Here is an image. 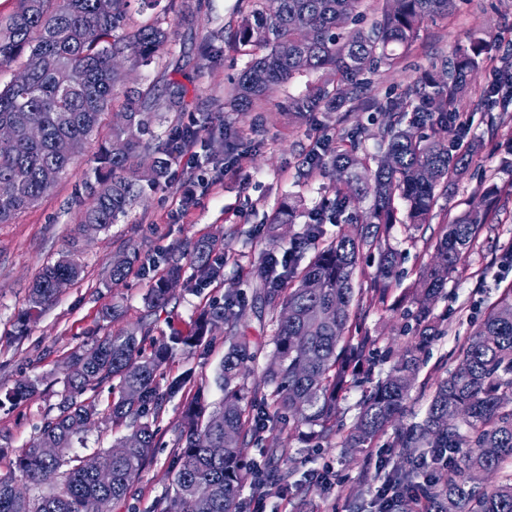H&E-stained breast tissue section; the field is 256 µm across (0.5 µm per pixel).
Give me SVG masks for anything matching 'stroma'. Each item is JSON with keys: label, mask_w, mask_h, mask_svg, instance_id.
Wrapping results in <instances>:
<instances>
[{"label": "stroma", "mask_w": 512, "mask_h": 512, "mask_svg": "<svg viewBox=\"0 0 512 512\" xmlns=\"http://www.w3.org/2000/svg\"><path fill=\"white\" fill-rule=\"evenodd\" d=\"M240 19L239 0H160L152 10L131 4L125 31L161 21L169 24L174 46L172 53L161 54L150 66L128 69L125 83L159 92L173 83L185 90L183 107L161 109L153 129L163 137L176 125L195 127L199 135L192 157L177 158L170 177L147 191L106 230L87 232L80 224V213L90 200L82 186L86 165L81 159L38 205L15 223L0 224V453L5 458H14L33 439L43 416L58 403L69 356L79 345L121 328L148 324L153 327L152 339H165L171 328L189 329L200 310L223 299L230 289L239 293L246 307H253L252 265L268 224L289 195L300 196V216L279 227L280 249L288 251L305 228V211L321 202L329 184L319 175L303 176L316 141L347 134L361 124L375 133L383 128V117L361 106L336 120L318 114L300 121L289 112L288 99L304 92L309 78L297 75L275 92L262 112L261 146L240 154L236 171L197 196L189 212H182L180 200L187 187L210 179L224 164V126L245 134L253 120L252 115L224 108L225 97L248 60L226 42ZM476 42L484 49L454 110L457 124L468 127L477 152L449 183L447 194L438 197L429 223H406L404 211H397L390 244L400 263L391 293L384 306H361L351 312L361 333L376 340L382 355L373 360L360 386L342 393L338 418L345 428L355 421L363 390L385 379L394 363L392 350L405 341L395 303L408 289L419 287L443 225L481 206L485 190L496 187V219L483 226L466 265L449 279L435 303V312L444 316L447 328L430 345L402 416L372 448L361 452L346 448L343 431L324 442L317 453L291 441L288 497L260 495L246 487L241 501L261 499L266 512H379L380 488L404 464V455L395 446L400 429L424 418L436 380L458 364L464 338L512 285V104L503 105L492 92L505 57L512 55V0H459L447 18L422 25L417 41L397 64L369 74L366 94L382 100L400 94L419 76H440L445 62ZM201 239L223 242V249L216 252L224 260L223 279L204 284L182 276L166 306L149 313L144 296L163 275L168 253ZM69 249L83 267L81 279L64 288L26 331H18L17 320L32 281ZM119 255L133 258L134 263L126 280L115 284L109 271ZM112 305L120 310L114 322L102 317L103 309ZM227 347L220 327L192 354L174 351L157 377L159 386L193 371L206 382L209 408H218L224 393L215 376ZM22 378L36 381L35 395L20 402L5 401L6 390ZM181 409V397L166 401L158 421L161 446L154 462L143 472L128 504L115 506L114 512H149L167 490L166 471L178 447Z\"/></svg>", "instance_id": "obj_1"}]
</instances>
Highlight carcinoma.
Listing matches in <instances>:
<instances>
[{
  "label": "carcinoma",
  "instance_id": "carcinoma-1",
  "mask_svg": "<svg viewBox=\"0 0 512 512\" xmlns=\"http://www.w3.org/2000/svg\"><path fill=\"white\" fill-rule=\"evenodd\" d=\"M276 13L266 0H242L241 25L230 36L233 47H249L252 59L230 90L234 112H260L274 91L300 72L317 76L306 93L291 97L290 111L301 117L313 112H337L363 102L365 72L392 66L413 45L424 22L446 17L456 0H389L380 18L367 29L349 28L364 17V0H279ZM127 0H112L111 13L98 12L96 0H25L21 12L0 24V69L23 54H39L46 68L27 84L0 87V125L15 128L12 142L0 147V224H11L37 204L74 164L75 142L86 143L98 131L102 116L117 110L122 121L112 125L110 139L87 165L94 182L87 183L92 204L80 223L105 229L127 214L145 189L166 177L176 158L175 140L194 136L173 129L162 140L154 134L158 98L151 87L119 91L121 74L113 69L119 56L135 67L149 66L167 48L169 32L155 22L131 33L122 31ZM481 45L448 63L438 80L426 75L405 87L401 95L373 102L387 115L381 132L376 169H370L365 142L372 133L361 126L346 136L322 144L304 176L327 175L341 169L346 180L333 185L321 206L307 213L301 244L314 249L304 267L281 266L278 228L269 227L258 257L254 315L274 319L269 364L258 382L248 377L259 357L251 345L236 307L235 294L214 302L187 330L172 329L167 340L145 348L150 330L120 329L71 355L73 367L64 380L56 414L45 417L33 441L21 449L0 475V512H112L127 501L142 473L153 462L158 442L157 418L163 403L185 392L181 418L182 446L169 465L170 488L156 499L153 512H239V495L248 482L288 493L290 448L266 449L278 457L261 470L245 460L244 449L259 445L271 429L288 442H324L336 434L338 394L365 365L375 340L345 335L352 304L364 300L385 303L398 254L387 246L395 223V199L403 200L412 224L433 217L439 194L472 161L475 144L448 146L450 106L467 84ZM306 62L300 71L296 59ZM37 122L43 137H27L23 119ZM370 198L363 215L352 217L351 229L331 241L322 239L321 225L338 221L354 196ZM492 208L472 210L444 225L435 257L423 271V289L404 300L414 308L404 325L407 341L387 377L364 392L356 421L345 436L346 447L370 448L400 414L415 384L422 357L441 334L433 315L436 298L448 279L477 246L482 225ZM213 240H202L165 259L167 271L148 289L151 311L169 299L170 285L179 280L184 264L204 282L223 276L211 262ZM378 256V278L367 291H355L360 257ZM82 272L69 254L46 265L28 294L21 325L36 320L57 298L56 278L76 281ZM226 325L229 346L216 383L224 391L222 404L208 410L205 385L186 372L162 391L156 377L176 348L190 353L201 346L212 326ZM118 381V397L105 409L84 394ZM36 392L29 380H19L5 393L9 401ZM512 286L492 305L461 348V361L437 382L423 420L401 431L396 447L411 453L431 448L447 458L454 473L443 481L435 474L395 475L381 499L382 512H399L403 500L419 503L424 512H512V481L489 489L479 483L487 471H497L512 459ZM109 422L127 430L119 439L121 455L104 449L94 455L100 468L112 473V483L100 484L83 461L70 455L76 436ZM53 448L47 457L41 449ZM34 485L48 486L35 498L20 492L16 474Z\"/></svg>",
  "mask_w": 512,
  "mask_h": 512
}]
</instances>
